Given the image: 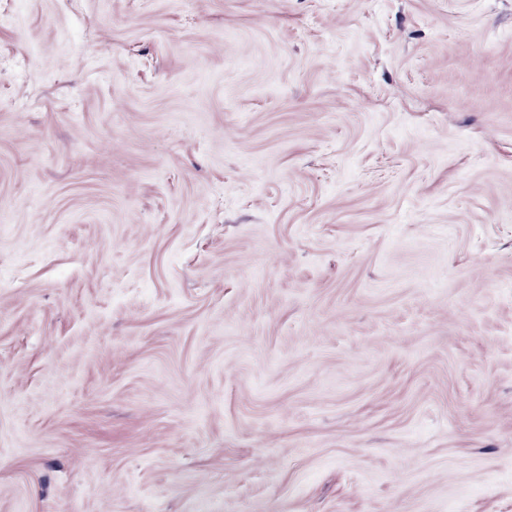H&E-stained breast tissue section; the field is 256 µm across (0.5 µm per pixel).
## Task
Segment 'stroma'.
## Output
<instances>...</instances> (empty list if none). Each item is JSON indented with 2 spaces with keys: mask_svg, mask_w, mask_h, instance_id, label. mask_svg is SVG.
Masks as SVG:
<instances>
[{
  "mask_svg": "<svg viewBox=\"0 0 512 512\" xmlns=\"http://www.w3.org/2000/svg\"><path fill=\"white\" fill-rule=\"evenodd\" d=\"M0 512H512V0H0Z\"/></svg>",
  "mask_w": 512,
  "mask_h": 512,
  "instance_id": "stroma-1",
  "label": "stroma"
}]
</instances>
